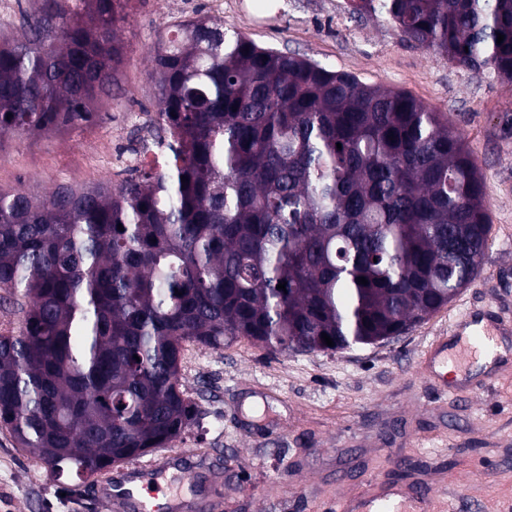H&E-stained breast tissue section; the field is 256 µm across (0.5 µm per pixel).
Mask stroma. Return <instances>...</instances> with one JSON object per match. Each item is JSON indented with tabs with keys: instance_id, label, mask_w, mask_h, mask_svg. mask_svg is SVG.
I'll return each mask as SVG.
<instances>
[{
	"instance_id": "stroma-1",
	"label": "stroma",
	"mask_w": 512,
	"mask_h": 512,
	"mask_svg": "<svg viewBox=\"0 0 512 512\" xmlns=\"http://www.w3.org/2000/svg\"><path fill=\"white\" fill-rule=\"evenodd\" d=\"M207 17L265 48L361 81L403 90L444 113L474 152L491 224L476 279L398 339L341 353L268 354L241 338L221 350L185 344L181 381L198 408L174 451L209 452L161 485L224 498L223 512H316L393 487L430 512H512L511 355L484 374L421 373L434 336L462 313L512 320V84L436 59L384 18H355L345 0H132L119 35L127 58L93 127L0 142V189L40 195L128 175L124 155L153 116L152 49L176 24ZM0 512H98L94 486L50 475L0 426Z\"/></svg>"
}]
</instances>
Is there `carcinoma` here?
<instances>
[{
    "instance_id": "obj_1",
    "label": "carcinoma",
    "mask_w": 512,
    "mask_h": 512,
    "mask_svg": "<svg viewBox=\"0 0 512 512\" xmlns=\"http://www.w3.org/2000/svg\"><path fill=\"white\" fill-rule=\"evenodd\" d=\"M69 2L43 0L0 33V142L89 125L118 85L131 0ZM347 9L512 81V0ZM150 80L159 165L41 197L0 189V306L18 321L0 332V425L58 478L86 480L193 425L184 343L243 337L286 354L392 339L487 255L473 153L410 94L205 18L154 46Z\"/></svg>"
}]
</instances>
